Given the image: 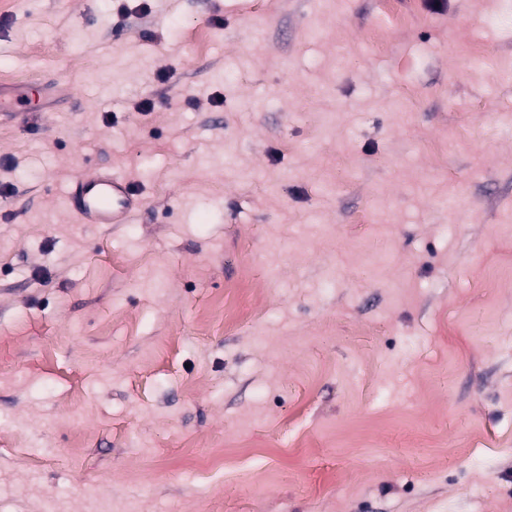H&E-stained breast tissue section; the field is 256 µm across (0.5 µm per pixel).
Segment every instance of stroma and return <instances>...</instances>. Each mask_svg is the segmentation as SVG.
Masks as SVG:
<instances>
[{
    "label": "stroma",
    "mask_w": 512,
    "mask_h": 512,
    "mask_svg": "<svg viewBox=\"0 0 512 512\" xmlns=\"http://www.w3.org/2000/svg\"><path fill=\"white\" fill-rule=\"evenodd\" d=\"M477 49L512 61V0H0V72L71 90L0 120V512H512ZM98 169L129 223L67 214ZM66 206L79 224H126L143 209L144 198L124 178L97 170L74 181Z\"/></svg>",
    "instance_id": "1"
}]
</instances>
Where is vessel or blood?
I'll use <instances>...</instances> for the list:
<instances>
[{
  "label": "vessel or blood",
  "instance_id": "b4317fda",
  "mask_svg": "<svg viewBox=\"0 0 512 512\" xmlns=\"http://www.w3.org/2000/svg\"><path fill=\"white\" fill-rule=\"evenodd\" d=\"M26 106L23 92L0 85V118H21ZM66 206L80 224H125L143 209L144 199L124 178L97 170L75 180Z\"/></svg>",
  "mask_w": 512,
  "mask_h": 512
}]
</instances>
